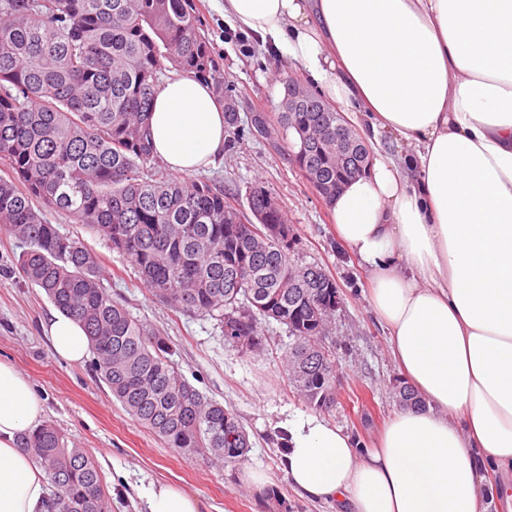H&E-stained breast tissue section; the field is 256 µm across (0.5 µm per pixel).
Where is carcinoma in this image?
I'll use <instances>...</instances> for the list:
<instances>
[{"instance_id":"1","label":"carcinoma","mask_w":512,"mask_h":512,"mask_svg":"<svg viewBox=\"0 0 512 512\" xmlns=\"http://www.w3.org/2000/svg\"><path fill=\"white\" fill-rule=\"evenodd\" d=\"M212 84L225 98V132L238 131L232 95L200 31L192 0H0V232L25 249L28 282L87 333L99 381L126 412L168 447L226 464L247 461L252 444L236 415L194 388L169 359L163 334L132 315L101 281L100 260L61 234L42 210L66 213L103 236L153 296L176 311L215 318L229 340L258 346V317L294 338L289 379L300 398L323 410L336 401V352L321 345L335 311L336 281L318 265L291 262L290 228L262 186L244 215L224 184L183 182L160 165L149 116L166 71ZM312 108L288 111L260 135L291 141L288 160L333 198L355 164L336 148V112L310 92ZM308 126L301 151L295 122ZM53 487L50 512H111L96 462L48 423L21 438Z\"/></svg>"}]
</instances>
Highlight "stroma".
<instances>
[{
    "label": "stroma",
    "instance_id": "obj_1",
    "mask_svg": "<svg viewBox=\"0 0 512 512\" xmlns=\"http://www.w3.org/2000/svg\"><path fill=\"white\" fill-rule=\"evenodd\" d=\"M198 5L237 102L241 129L234 146L225 149L222 165L199 174L223 181L225 191L242 201L252 186L265 187L282 206L295 238L292 262L321 265L335 279L342 305L328 341L336 351L339 381L336 402L322 416L349 434L358 448L373 447L400 407L396 389L403 377L392 359L386 327L368 302L370 272L337 239L327 203L289 163L286 144L266 140L251 125L254 113L272 117L279 112L284 78L299 77L300 71L287 55L261 48L256 35L240 44L239 29L224 18L223 0H198ZM44 217L96 253L109 292L120 294L134 316L167 332L171 358L182 376L234 412L252 443L243 466L187 458L166 447L113 399L90 360L70 363L55 356L41 328L54 306L22 275L17 265L21 244L0 234V360L28 378L44 402L45 422L95 460L112 512H146L138 489L161 483L196 496L204 512H338L334 502L299 495L281 468L279 425L309 411L283 367L293 344L285 326L261 323L262 346L248 351L225 340L216 320L176 312L157 300L99 234L58 212L45 211ZM251 471L267 477L263 489L250 484Z\"/></svg>",
    "mask_w": 512,
    "mask_h": 512
}]
</instances>
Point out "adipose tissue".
<instances>
[{
	"instance_id": "1",
	"label": "adipose tissue",
	"mask_w": 512,
	"mask_h": 512,
	"mask_svg": "<svg viewBox=\"0 0 512 512\" xmlns=\"http://www.w3.org/2000/svg\"><path fill=\"white\" fill-rule=\"evenodd\" d=\"M224 17L282 49L351 121L368 117L374 159L329 209L424 402L363 453L320 415L292 417L286 477L341 512H482L483 470H512V0H224ZM149 129L173 172L224 156V109L198 78L165 82ZM43 328L57 356L87 355L76 320ZM44 414L0 360V512H45L44 472L18 445ZM143 497L147 512H200L171 485Z\"/></svg>"
}]
</instances>
